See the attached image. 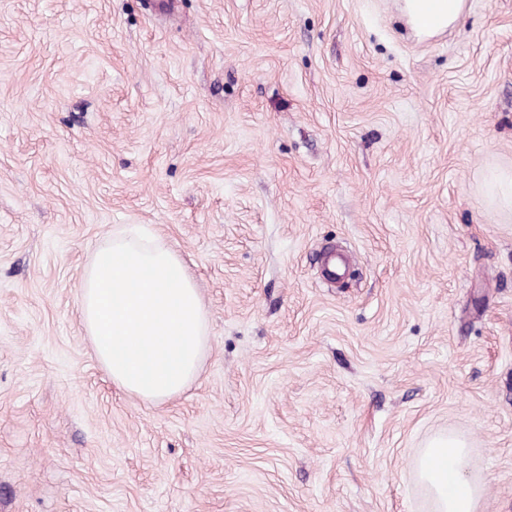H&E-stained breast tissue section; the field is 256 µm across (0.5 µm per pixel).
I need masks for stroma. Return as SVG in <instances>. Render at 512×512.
<instances>
[{"label": "stroma", "mask_w": 512, "mask_h": 512, "mask_svg": "<svg viewBox=\"0 0 512 512\" xmlns=\"http://www.w3.org/2000/svg\"><path fill=\"white\" fill-rule=\"evenodd\" d=\"M512 0H0V512H431L454 432L512 512ZM140 226L203 297L154 406L79 284ZM350 258L325 282L323 250ZM413 17L408 19L414 33L421 38L438 34L441 26L451 28L459 23L465 0H412Z\"/></svg>", "instance_id": "obj_1"}]
</instances>
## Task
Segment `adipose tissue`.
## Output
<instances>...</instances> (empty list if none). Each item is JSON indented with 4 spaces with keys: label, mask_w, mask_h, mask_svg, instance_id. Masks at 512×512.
<instances>
[{
    "label": "adipose tissue",
    "mask_w": 512,
    "mask_h": 512,
    "mask_svg": "<svg viewBox=\"0 0 512 512\" xmlns=\"http://www.w3.org/2000/svg\"><path fill=\"white\" fill-rule=\"evenodd\" d=\"M465 0H413L410 24L422 38L453 27L464 14ZM467 442L455 434L433 438L416 463V473L434 502V512H478L483 488L467 474Z\"/></svg>",
    "instance_id": "obj_1"
}]
</instances>
